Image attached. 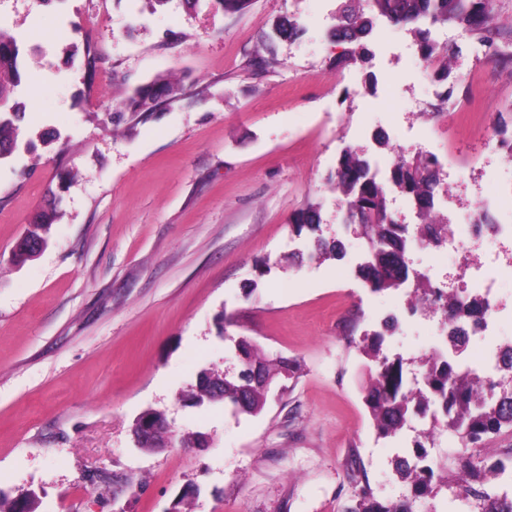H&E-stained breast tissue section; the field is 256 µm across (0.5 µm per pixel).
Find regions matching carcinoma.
<instances>
[{
    "label": "carcinoma",
    "mask_w": 512,
    "mask_h": 512,
    "mask_svg": "<svg viewBox=\"0 0 512 512\" xmlns=\"http://www.w3.org/2000/svg\"><path fill=\"white\" fill-rule=\"evenodd\" d=\"M369 13L383 17L397 26H410L421 54L436 59L438 81L448 79L452 59L458 52L439 47L432 39V30L449 23L464 32L478 35L476 49L487 60L504 54L495 42L490 27V8L487 0H366ZM373 21L360 8V0H342L336 13L333 37L338 44L352 46V53L367 57L365 39L371 33ZM300 28L284 18L273 28V37L294 41ZM20 47L17 38L0 28V161L9 158L18 146L24 104L15 97L21 85L19 66ZM87 81L95 78L97 52L91 45L83 48ZM179 83L158 76L139 86L127 99L126 110L149 113L159 102L177 97ZM436 162L428 157L396 159L390 169L388 182L410 200L419 204L420 224L412 228L400 224L391 215L386 183L372 172L370 160L348 149L339 159L337 169L328 183L340 195L348 212V221L356 225L366 240V259L357 267V276L374 293L396 290L413 281L408 293V310L414 303L442 305L446 320L451 323L482 321L487 303L476 292L461 295L445 293L434 287L426 275L410 269L409 253L418 242L439 247L447 240L448 225L436 222L434 190L437 185ZM59 198L52 196L48 207L33 223L14 253V262L22 265L32 259L34 246L48 241L49 226L53 224ZM318 210L308 207L294 217L296 233L317 230ZM323 255L340 258L345 245L339 239H318ZM388 329L349 338L348 348L364 357L366 375L363 401L376 435L380 438L397 436L410 422L428 420L426 427L415 436L412 454L396 461V472L408 486L410 495L398 502L378 498L367 478L351 477L352 492L342 512H415L417 504L433 498L443 487L450 486L444 473L447 464L429 459V449L436 437L450 432L457 437L461 460L455 482L462 492L469 512H512V490L491 483V478L512 468V450L505 458L492 459L481 454L487 438L512 431V347L502 349L503 360L495 374L480 377L461 360L463 343L448 338V349H442L419 360L417 368L406 371L405 359L391 354L385 347ZM234 342L239 359L238 372L215 376L221 390L214 393L208 385L209 374L202 372L191 399L205 402H225L234 411L248 415L261 413L268 393L276 380L290 379L297 363L288 358H269L262 347L248 336L229 337ZM34 500H8L0 497V512H36Z\"/></svg>",
    "instance_id": "carcinoma-1"
}]
</instances>
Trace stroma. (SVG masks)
Listing matches in <instances>:
<instances>
[{"label":"stroma","instance_id":"stroma-1","mask_svg":"<svg viewBox=\"0 0 512 512\" xmlns=\"http://www.w3.org/2000/svg\"><path fill=\"white\" fill-rule=\"evenodd\" d=\"M339 0H251L235 14L213 0H0V27L35 54L23 63L19 146L0 163V491L35 492L37 512H341L359 453L375 494L398 500L394 461L410 437L378 438L362 399V361L345 333L399 324L391 353L421 357L437 319L407 313V288L371 292L356 265L365 241L327 183L348 148L389 168L398 153L433 155L443 222L478 199L512 192L495 123L512 113V0H492L505 59L475 55L459 34L447 83L420 64L414 36L374 18L367 61H344L332 30ZM295 41L252 67L274 23ZM100 55L94 82L73 46ZM172 74L184 90L149 116L122 111L139 85ZM438 102L442 119L415 114ZM436 101V100H435ZM479 112L461 121L460 104ZM112 105L105 115L103 105ZM385 136L377 147L376 136ZM48 242L13 252L50 195ZM315 206L318 232L295 234ZM342 239L323 259L317 238ZM491 335L463 358L512 340V286ZM232 324L219 331L221 316ZM297 360L262 413L186 396L201 370L236 372L233 339ZM162 413L167 448L136 446L132 427Z\"/></svg>","mask_w":512,"mask_h":512}]
</instances>
